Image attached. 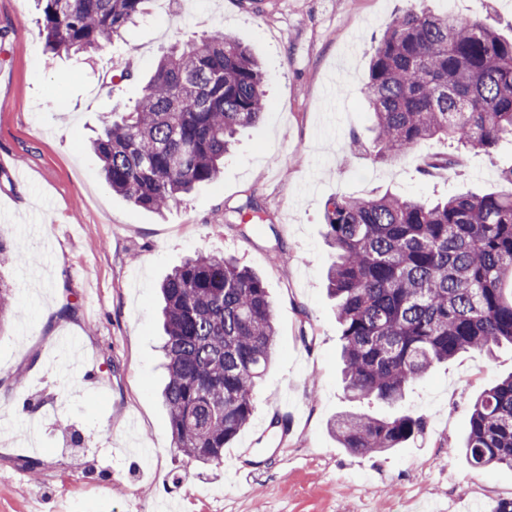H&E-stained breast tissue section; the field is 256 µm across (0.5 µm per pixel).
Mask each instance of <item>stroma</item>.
<instances>
[{
    "mask_svg": "<svg viewBox=\"0 0 512 512\" xmlns=\"http://www.w3.org/2000/svg\"><path fill=\"white\" fill-rule=\"evenodd\" d=\"M440 11L512 34V0H150L148 13L91 61L52 54L33 0H0V241L22 316L0 325V512H494L512 500V468L470 467L461 448L477 394L512 374V347L464 352L406 394L422 435L353 454L330 432L351 406L324 225L340 195L512 193L499 169L512 143L421 175L414 154L377 161L362 88L372 48L399 10ZM223 28L262 62L272 106L242 131L213 184L163 213L112 193L88 149L114 109L133 105L163 48ZM254 202L263 223L246 224ZM37 253L38 263L28 261ZM199 252L235 256L275 306L272 362L249 425L240 485L227 462L187 463L160 399L165 381L158 285ZM71 301L76 312L60 308ZM78 339L73 354L59 339ZM81 359L70 368L68 358ZM287 415L288 426H273ZM37 463L30 474L28 463Z\"/></svg>",
    "mask_w": 512,
    "mask_h": 512,
    "instance_id": "stroma-1",
    "label": "stroma"
}]
</instances>
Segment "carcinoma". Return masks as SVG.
Segmentation results:
<instances>
[{"mask_svg": "<svg viewBox=\"0 0 512 512\" xmlns=\"http://www.w3.org/2000/svg\"><path fill=\"white\" fill-rule=\"evenodd\" d=\"M151 0H37L53 52L91 54ZM374 115L369 149L381 161L442 136L451 151L421 169L451 170L462 152L491 154L512 140V37L465 17L404 12L374 46L363 86ZM269 105L265 74L218 27L164 50L134 104L91 143L112 192L161 213L214 181L237 129ZM337 260L343 379L351 401L399 406L406 388L463 352L512 345V195H446L428 203L386 192L341 196L325 211ZM168 382L164 400L187 462H222L251 421L271 359L274 309L261 277L235 259L198 253L160 286ZM462 448L475 468H512V375L484 389ZM424 430L405 412L345 411L333 423L353 454L386 453Z\"/></svg>", "mask_w": 512, "mask_h": 512, "instance_id": "carcinoma-1", "label": "carcinoma"}]
</instances>
